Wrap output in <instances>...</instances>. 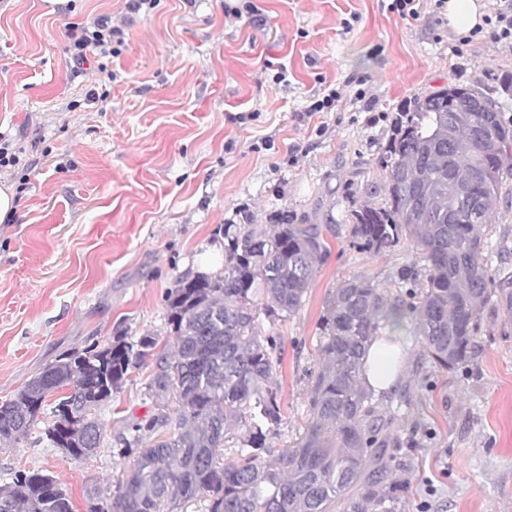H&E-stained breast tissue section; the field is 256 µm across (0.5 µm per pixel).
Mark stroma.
Returning a JSON list of instances; mask_svg holds the SVG:
<instances>
[{"label":"stroma","instance_id":"stroma-1","mask_svg":"<svg viewBox=\"0 0 512 512\" xmlns=\"http://www.w3.org/2000/svg\"><path fill=\"white\" fill-rule=\"evenodd\" d=\"M262 23L224 15V0H157L117 56L69 64L65 25L117 14L123 0H0V134L18 162L0 185L21 187L0 223V401L65 350L113 337L168 344L164 296L175 281L224 265L225 225L266 223L278 209L334 223L330 250L300 311L274 325L285 420L267 437L288 447L308 417L319 323L342 280L363 275L389 296L414 253L350 243L348 183L377 182L390 118L446 84L474 86L512 118V45L474 40L452 55L447 21L405 20L382 0H254ZM350 27H343V20ZM287 68L286 81L276 79ZM369 75L366 100L298 114L346 77ZM100 98L86 99L89 89ZM246 123L230 122L238 112ZM397 390L378 395L390 447L413 469L406 512H512V321L486 308L468 362L434 368L416 325ZM152 367L95 412L97 454L77 462L44 438L0 445V485L20 470L52 475L74 512L121 478L115 438L154 412Z\"/></svg>","mask_w":512,"mask_h":512}]
</instances>
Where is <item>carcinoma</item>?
I'll return each mask as SVG.
<instances>
[{
  "mask_svg": "<svg viewBox=\"0 0 512 512\" xmlns=\"http://www.w3.org/2000/svg\"><path fill=\"white\" fill-rule=\"evenodd\" d=\"M376 165L381 182L349 189V235L373 253L407 242L416 258L397 279L410 302L390 301L365 276L337 285L320 322L309 417L277 457L266 440L283 421L282 341L263 321L300 310L333 232L286 210L264 226L224 225V270L166 292L164 348L154 336H115L60 353L0 402V443L26 437L48 405L47 439L76 461L93 457L103 434L94 410L151 363L157 413L116 437L129 469L95 493L90 512H405L412 477L397 473L361 359L369 340L410 317L431 362L452 371L491 301L512 316V272L493 274L481 234L512 178V125L480 90L448 85L395 113ZM0 512L73 509L53 477L19 472L0 485Z\"/></svg>",
  "mask_w": 512,
  "mask_h": 512,
  "instance_id": "obj_1",
  "label": "carcinoma"
}]
</instances>
